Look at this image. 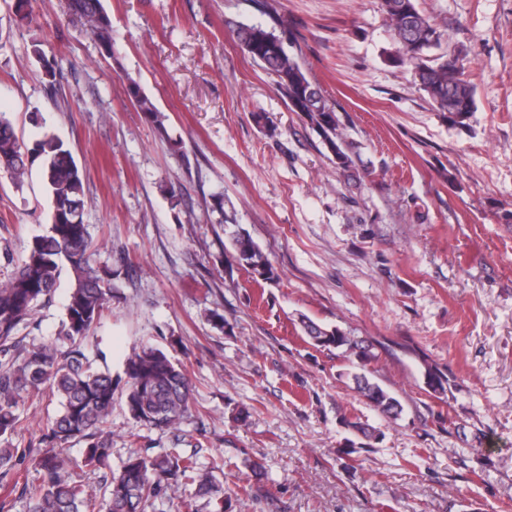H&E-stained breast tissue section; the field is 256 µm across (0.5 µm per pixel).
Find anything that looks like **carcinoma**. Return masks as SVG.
I'll return each instance as SVG.
<instances>
[{
    "label": "carcinoma",
    "instance_id": "cac0c4a2",
    "mask_svg": "<svg viewBox=\"0 0 512 512\" xmlns=\"http://www.w3.org/2000/svg\"><path fill=\"white\" fill-rule=\"evenodd\" d=\"M70 8L88 24L101 55L112 58V21L102 0H70ZM382 9L400 44L395 61L413 67L419 85L440 111L448 113L450 122L463 123L473 111L474 92L465 79L462 53L430 56L441 45L442 33L419 11L417 0H382ZM278 27H284V21L272 16L268 22L240 24L236 34L250 58L276 77L277 90L290 110L305 116L336 164L346 168L350 156L339 133L335 107L307 77L298 56L285 50L283 36L276 33ZM32 53L47 85L55 87L56 59L46 55L38 42L32 44ZM127 94L137 111L163 126L164 115L137 82H128ZM36 162L50 198V224L45 233L33 238L12 273L0 281V353L7 356L0 362V441L9 442L23 428L18 405L24 396L48 388L57 397L59 410L45 433L47 447L30 451L31 461L42 474L39 484L24 487L31 512H93L96 493L69 471L63 451L73 441L84 442V463L94 468L106 465L111 454L106 424L112 415V374L88 358L82 340L112 304L119 274L90 262L91 240L83 219L84 178L70 151L49 133L30 147L21 143L7 113L0 112V172L20 185ZM230 239L228 274L237 265L262 280L274 279L271 263L248 232L238 227L230 232ZM64 273L70 287L60 343H33L23 348L22 363L15 364L8 354L18 347L20 326L27 324L40 302L50 298ZM301 324L316 347H345L362 362L373 357L371 345L355 341L337 327H324L308 318ZM124 373L127 410L140 426L165 431L188 417L193 385L168 354L145 347L127 358ZM354 380L358 393L380 413L396 417L402 412L400 401L378 383L364 374L354 375ZM183 485L193 488L191 498L184 502L187 512H194L200 501L210 512H224L222 484L194 455L133 454L119 472L105 480L101 490L107 512H146L162 490L175 491Z\"/></svg>",
    "mask_w": 512,
    "mask_h": 512
}]
</instances>
